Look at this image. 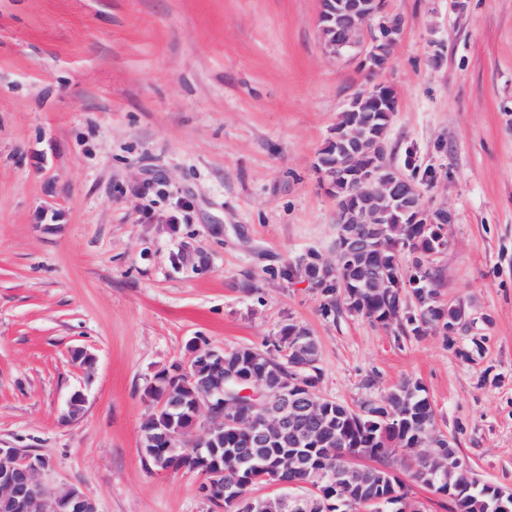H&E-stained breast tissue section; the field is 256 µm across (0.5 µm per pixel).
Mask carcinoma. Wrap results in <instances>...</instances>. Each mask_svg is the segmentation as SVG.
<instances>
[{
  "mask_svg": "<svg viewBox=\"0 0 512 512\" xmlns=\"http://www.w3.org/2000/svg\"><path fill=\"white\" fill-rule=\"evenodd\" d=\"M391 115L379 112L369 96L359 98L355 112H345L336 129L356 123L364 131L355 144L340 139L328 140L317 157V168L325 171L334 164L346 170H358L368 164L390 166L384 141ZM353 187L345 182L333 186L338 199L336 235L352 224L358 213L352 209ZM374 205L385 210L383 223L368 226L370 248L349 260L336 259L337 284L321 291L323 310L333 315L344 311L361 316L383 328L397 325L402 332L422 335L430 327H440V320L460 315L459 306L439 303L437 286L439 271L431 266V256L448 245L446 225L411 224L407 217L384 195L374 198ZM408 260H403V257ZM321 269L317 255L298 260L288 274L314 275ZM399 280L401 288H375L371 280L378 275ZM318 343L303 326L290 323L279 335L267 340L263 347L242 346L224 351V368L213 361L195 366L193 376L200 387L211 386L222 378L248 372L260 388L273 390L292 379L299 398L314 396L320 378ZM178 364L160 371L155 384L145 389L151 412L142 424L143 455L148 467L155 470L181 468L203 475L223 471L224 486H237L245 479L261 486L253 476L272 473L288 484L316 485L318 466H342L346 454L355 455L352 468H360L355 479L342 486L331 512H393L394 504L409 499L410 512H423V504L410 498V490L395 473V467L407 471L411 480L434 494L452 495L448 512H492L494 495L499 486L480 480L455 462V443L436 430V413L417 382L404 380L379 401L365 400L363 414L352 413L351 407L329 400L324 419L316 423L296 407L288 414V429L299 432L316 427L328 436L323 445H310L297 457V466L281 464L289 451L288 441L250 440L243 434L231 433L213 425L204 434L203 444L187 433L191 389L174 378ZM165 395L160 405L155 400ZM439 436L433 456L422 449L427 434ZM81 493L74 486L56 490L44 499L38 512H61L63 504Z\"/></svg>",
  "mask_w": 512,
  "mask_h": 512,
  "instance_id": "cac0c4a2",
  "label": "carcinoma"
}]
</instances>
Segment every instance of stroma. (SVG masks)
Segmentation results:
<instances>
[{"mask_svg": "<svg viewBox=\"0 0 512 512\" xmlns=\"http://www.w3.org/2000/svg\"><path fill=\"white\" fill-rule=\"evenodd\" d=\"M387 5L403 31L372 73L326 49L320 0H0V448L48 454L43 483L98 512H207L196 473L144 466V390L190 342L260 348L293 322L319 395L420 382L464 463L512 488V0ZM379 83L388 161L454 216L450 337L323 315L285 274L334 259L317 154Z\"/></svg>", "mask_w": 512, "mask_h": 512, "instance_id": "1", "label": "stroma"}]
</instances>
